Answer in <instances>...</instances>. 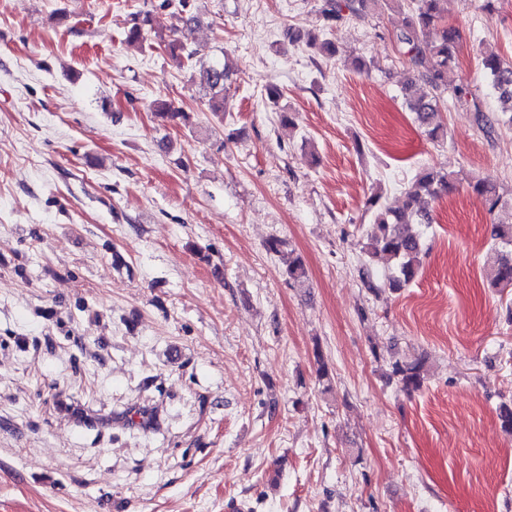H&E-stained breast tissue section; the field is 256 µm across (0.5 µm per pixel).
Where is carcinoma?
<instances>
[{
	"label": "carcinoma",
	"instance_id": "1",
	"mask_svg": "<svg viewBox=\"0 0 512 512\" xmlns=\"http://www.w3.org/2000/svg\"><path fill=\"white\" fill-rule=\"evenodd\" d=\"M381 0H321L319 14L324 26L331 28L345 16L361 17L369 14ZM156 7L172 10L176 20L172 35L155 36L156 43L183 68L190 62L193 53L187 46L191 30L203 22L194 5V0H157ZM446 0H407V10L401 27L396 32L407 64L417 76L420 85L413 94H405L408 109L416 114L427 136L437 141L444 138L446 129L441 112L444 96L453 93L456 101L463 102L466 89L457 85L448 89V75L458 64L459 32L445 21ZM131 26L127 30L126 42L140 47L148 40L152 29L151 11L139 10L131 13ZM307 47L324 55L336 54V44L321 39L316 34L306 36ZM482 69L497 100L494 118L484 114L478 103H473L476 121L480 125L506 123L512 125V61L490 53L483 56ZM232 72L226 63L216 62L193 72L192 79L209 91L207 109L215 114L224 113V88ZM470 188L481 199L491 214L512 207L503 201L496 181L481 177L470 182ZM455 189V178L449 172L434 168L421 170L404 192L403 201L396 209L382 210L377 207L378 196L368 200L375 208L374 224L364 251L369 261L382 264L392 270L388 287L397 290L413 282L419 276L427 250L423 232L410 229L412 224H429L432 217L429 203ZM491 236L501 246L494 264L488 272L492 287L504 293L512 291V220L492 224ZM284 274L288 280L300 284L307 278L306 269L297 257L283 261ZM424 363L421 361L396 363L393 375L398 377L403 391L411 393L420 389L423 382Z\"/></svg>",
	"mask_w": 512,
	"mask_h": 512
}]
</instances>
